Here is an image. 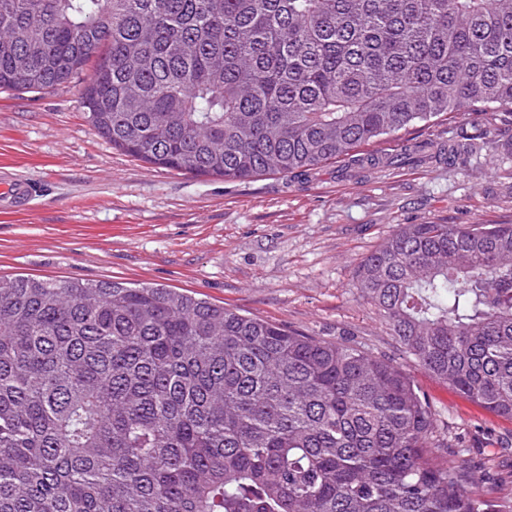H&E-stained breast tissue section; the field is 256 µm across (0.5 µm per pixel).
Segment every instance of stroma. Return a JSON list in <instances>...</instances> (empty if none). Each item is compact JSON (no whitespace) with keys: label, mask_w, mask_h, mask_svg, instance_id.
<instances>
[{"label":"stroma","mask_w":512,"mask_h":512,"mask_svg":"<svg viewBox=\"0 0 512 512\" xmlns=\"http://www.w3.org/2000/svg\"><path fill=\"white\" fill-rule=\"evenodd\" d=\"M83 78L0 91V168L37 187L0 214V275L174 288L399 364L446 437L435 453L512 503V418L408 356L358 294L359 262L402 224H512V127L464 166L409 165L360 182L341 164L302 180L171 172L113 149L85 117Z\"/></svg>","instance_id":"35a3bbf8"}]
</instances>
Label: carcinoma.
<instances>
[{
  "label": "carcinoma",
  "instance_id": "carcinoma-1",
  "mask_svg": "<svg viewBox=\"0 0 512 512\" xmlns=\"http://www.w3.org/2000/svg\"><path fill=\"white\" fill-rule=\"evenodd\" d=\"M0 89L226 181L453 165L512 117V0H0ZM472 133L358 149L459 108ZM353 287L512 417V224H400ZM398 364L157 285L0 276V512H503Z\"/></svg>",
  "mask_w": 512,
  "mask_h": 512
}]
</instances>
